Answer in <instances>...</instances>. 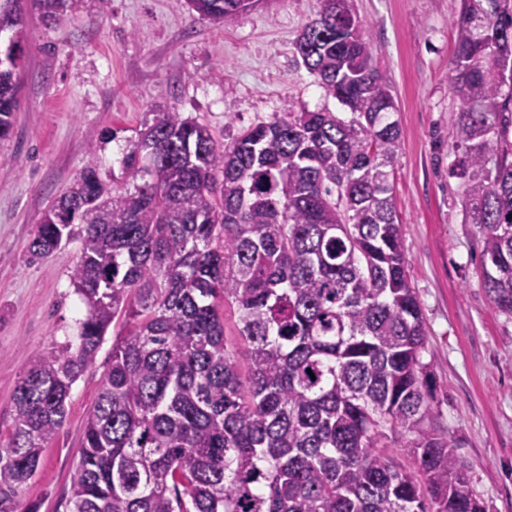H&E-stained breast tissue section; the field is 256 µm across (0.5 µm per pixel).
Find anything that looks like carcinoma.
<instances>
[{
  "label": "carcinoma",
  "mask_w": 512,
  "mask_h": 512,
  "mask_svg": "<svg viewBox=\"0 0 512 512\" xmlns=\"http://www.w3.org/2000/svg\"><path fill=\"white\" fill-rule=\"evenodd\" d=\"M55 23L67 0H32ZM231 23L232 0H188ZM295 48L326 97L353 114L285 112L231 143L158 112L109 185L91 145L79 179L44 211L43 258L73 240L87 313L76 349L36 356L0 445V512L64 426L75 382L110 325L112 356L89 412L72 512H483L448 434L432 426L434 377L389 172L400 129L366 22L318 0ZM0 68V141L19 105L23 0ZM448 86L461 101L449 175L478 228L483 285L512 315V0H461ZM238 312L237 339L224 307ZM417 473L384 448L395 437Z\"/></svg>",
  "instance_id": "1"
}]
</instances>
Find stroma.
Instances as JSON below:
<instances>
[{"label": "stroma", "instance_id": "obj_1", "mask_svg": "<svg viewBox=\"0 0 512 512\" xmlns=\"http://www.w3.org/2000/svg\"><path fill=\"white\" fill-rule=\"evenodd\" d=\"M375 64L391 76L400 129L389 168L409 275L422 305L423 360L436 380L434 423L468 466L485 512H512V315L490 300L480 238L463 223L448 169L459 103L448 89L460 0H353ZM317 0H266L235 22L191 12L186 0H77L60 21L26 7L16 60L20 103L0 143V438L10 434L15 387L39 353L75 342L86 306L71 242L45 259L29 243L46 208L79 176L96 145L103 176L123 184L122 159L154 113L184 112L230 143L282 112L350 111L324 98L295 42ZM112 355L73 385L67 419L24 490L21 507L71 512L85 419Z\"/></svg>", "mask_w": 512, "mask_h": 512}]
</instances>
